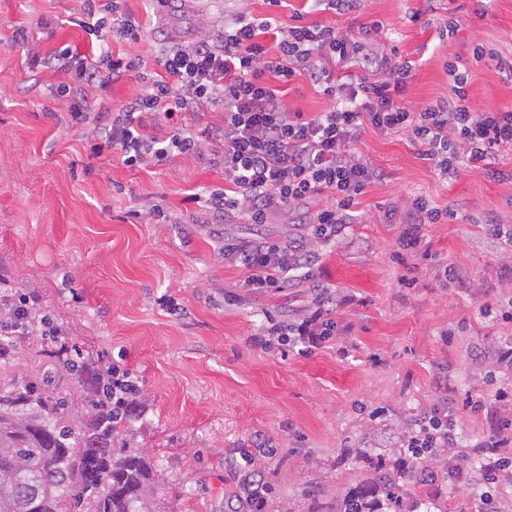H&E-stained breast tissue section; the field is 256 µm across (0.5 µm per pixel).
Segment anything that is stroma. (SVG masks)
<instances>
[{"label": "stroma", "mask_w": 512, "mask_h": 512, "mask_svg": "<svg viewBox=\"0 0 512 512\" xmlns=\"http://www.w3.org/2000/svg\"><path fill=\"white\" fill-rule=\"evenodd\" d=\"M125 5L174 41L195 38L202 21L216 29L227 16L266 9L262 0H172L159 14L149 0ZM298 12L332 25L381 22L380 49L413 64L412 105L448 95L450 59L468 75L473 111L512 105V82L493 61L512 57V0H361L347 15L285 0L274 10L285 25ZM81 13L80 0H0V277L40 294L85 362L117 361L137 377V409L116 428L153 465L156 512H248L253 470L263 477V512H338L379 467L398 480L400 512H480L474 448L496 424L512 423V394L496 396L512 387V323L481 312L512 308V244L485 226L491 215L512 225V151L493 158L499 177L463 169L446 179L408 135L364 129L356 148L384 178L359 196L355 223L322 249L316 269L336 299V334L305 356L264 349L255 334L269 320L315 311L314 294L299 280L264 296L242 288L245 273L225 264L222 239L294 236L324 198L260 227L226 217L220 237L193 199L223 187L220 170L183 157L132 169L115 153L94 155L87 129L70 124L51 92L66 74L14 41L23 27L42 52L64 44L87 52L88 35L72 23ZM450 17L458 31L446 40L438 26ZM479 43L489 56L478 61ZM418 194L452 216L427 226L428 256L401 261V227L385 215ZM153 204L171 223L144 220ZM444 266L454 277H440ZM166 294L180 314L160 305ZM16 346L13 370L39 372L85 404L77 377L58 379L40 357L50 340ZM470 394L485 407L466 408ZM447 414L455 445L418 486L403 443L420 418ZM451 466L461 478L447 477Z\"/></svg>", "instance_id": "1"}]
</instances>
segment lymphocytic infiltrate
I'll use <instances>...</instances> for the list:
<instances>
[{
    "label": "lymphocytic infiltrate",
    "instance_id": "1",
    "mask_svg": "<svg viewBox=\"0 0 512 512\" xmlns=\"http://www.w3.org/2000/svg\"><path fill=\"white\" fill-rule=\"evenodd\" d=\"M82 7L78 24L88 35L117 38L132 49L125 56L105 49L92 58L66 47L44 57L47 68L68 74L55 94L67 102L72 124L88 126L94 153L116 151L123 165L140 169L175 155L207 159L224 176L223 188L206 200L216 221L237 214L246 223L267 224L284 209L316 195L327 197L298 238L256 244L225 238V263L245 271L242 285L256 293L285 288L298 272L319 303H328L313 272L319 250L352 222L363 190L383 177L355 147L365 128L408 134L443 174L488 169L499 151L512 149V106L472 111L464 76H455L449 96L422 107L408 105L413 65L367 48L380 30L376 22L354 35L322 22L284 26L274 15L242 11L218 31H202L190 42L160 43L158 69L148 73L134 52L148 34L116 0H83ZM136 70L144 73L139 93L111 116L91 115L89 92ZM300 79L320 89L328 100L325 110L290 111L282 87ZM210 111L222 112L223 124L196 129L194 118ZM210 141L218 147L209 152L204 145ZM447 216L426 196L410 199L397 217L400 251L420 252L427 225ZM2 303L11 316L0 323L1 336H61L60 328L45 322L38 294L1 288ZM335 329L318 311L293 325L265 328L256 340L265 348L294 339L314 347ZM510 441L499 427L478 444L484 484L497 483L501 472L512 468L500 453Z\"/></svg>",
    "mask_w": 512,
    "mask_h": 512
}]
</instances>
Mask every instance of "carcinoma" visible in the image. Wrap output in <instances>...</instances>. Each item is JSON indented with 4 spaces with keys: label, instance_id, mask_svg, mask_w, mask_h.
I'll list each match as a JSON object with an SVG mask.
<instances>
[{
    "label": "carcinoma",
    "instance_id": "obj_1",
    "mask_svg": "<svg viewBox=\"0 0 512 512\" xmlns=\"http://www.w3.org/2000/svg\"><path fill=\"white\" fill-rule=\"evenodd\" d=\"M60 375L77 374L89 416L44 379L0 372V512H155L147 457L116 450L112 401L95 367L51 351ZM364 490L341 512H372Z\"/></svg>",
    "mask_w": 512,
    "mask_h": 512
}]
</instances>
